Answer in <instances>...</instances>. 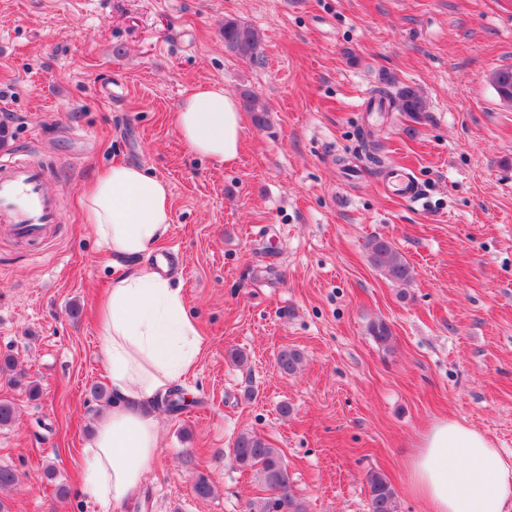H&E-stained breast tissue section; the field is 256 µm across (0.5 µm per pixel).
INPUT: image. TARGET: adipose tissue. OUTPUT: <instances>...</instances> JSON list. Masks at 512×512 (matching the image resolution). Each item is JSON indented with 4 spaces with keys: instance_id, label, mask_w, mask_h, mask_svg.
Here are the masks:
<instances>
[{
    "instance_id": "obj_1",
    "label": "adipose tissue",
    "mask_w": 512,
    "mask_h": 512,
    "mask_svg": "<svg viewBox=\"0 0 512 512\" xmlns=\"http://www.w3.org/2000/svg\"><path fill=\"white\" fill-rule=\"evenodd\" d=\"M193 154L221 166L238 159L242 114L222 86L198 85L171 115ZM167 183L132 164L100 174L83 211L109 255L129 260L102 298L101 355L112 383V406L83 450V490L103 504L133 499L159 451L154 405L190 372L200 350L197 328L172 279L134 259L150 255L171 224ZM406 489L427 512H506L512 462L477 430L454 420L435 424L409 466Z\"/></svg>"
}]
</instances>
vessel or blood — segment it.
Instances as JSON below:
<instances>
[{"instance_id": "b4317fda", "label": "vessel or blood", "mask_w": 512, "mask_h": 512, "mask_svg": "<svg viewBox=\"0 0 512 512\" xmlns=\"http://www.w3.org/2000/svg\"><path fill=\"white\" fill-rule=\"evenodd\" d=\"M50 168L18 151L0 155V223L25 242L49 238L61 222L57 199L50 191ZM386 187L407 201H418L421 188L405 168L387 172Z\"/></svg>"}]
</instances>
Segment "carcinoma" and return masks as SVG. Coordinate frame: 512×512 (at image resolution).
Masks as SVG:
<instances>
[{
  "mask_svg": "<svg viewBox=\"0 0 512 512\" xmlns=\"http://www.w3.org/2000/svg\"><path fill=\"white\" fill-rule=\"evenodd\" d=\"M223 35L228 52L251 65L265 64L262 38L255 28L226 19ZM490 81L499 98L512 99V68L494 71ZM389 107L413 117L426 111V101L415 88L406 85L389 98ZM365 247L371 265L385 278L401 287L410 285L413 268L392 242L374 237L367 240ZM368 330L380 346H390L392 332L385 322L373 321ZM302 362V354L296 349H283L277 357L278 370L287 375L297 373ZM232 453L237 465L253 472L269 492V496L251 501L248 512H307L305 501L292 488L288 466L279 449L255 433L242 432L235 440ZM366 485L369 512H397L395 491L384 475L368 472Z\"/></svg>",
  "mask_w": 512,
  "mask_h": 512,
  "instance_id": "cac0c4a2",
  "label": "carcinoma"
}]
</instances>
